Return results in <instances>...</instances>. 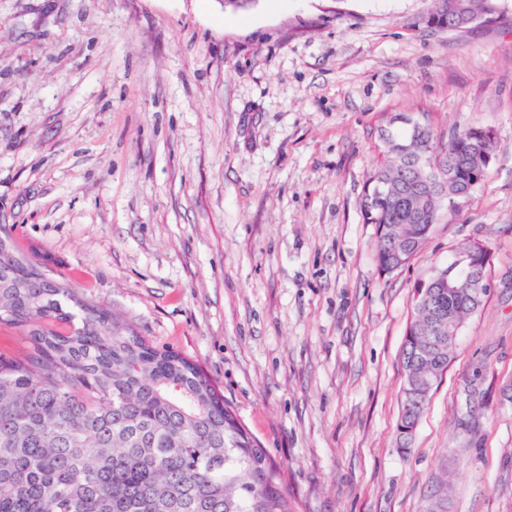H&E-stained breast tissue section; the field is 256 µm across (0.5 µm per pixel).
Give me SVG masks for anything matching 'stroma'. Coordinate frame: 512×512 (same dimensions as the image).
<instances>
[{"label":"stroma","instance_id":"obj_1","mask_svg":"<svg viewBox=\"0 0 512 512\" xmlns=\"http://www.w3.org/2000/svg\"><path fill=\"white\" fill-rule=\"evenodd\" d=\"M0 0V236L201 365L296 512H512V0ZM399 114L495 134L482 184L382 274L360 200ZM490 287L396 446L413 292ZM448 1L449 0H435L433 10L423 16L419 23L426 27L454 29L450 22L451 17L448 12ZM479 244L481 250L478 253L461 250L451 265L433 271L429 278L432 280L429 287H419L415 290L414 303L419 309L425 313L429 310L431 295L434 292L430 288H439L435 304L447 320L450 315L457 322L464 321L478 310L480 302H476L475 297L462 295L454 288H458L459 292H469L473 288H478L479 291L487 290L489 284L486 281L485 270L489 263L490 251L483 242L479 241ZM448 283L454 288H443V285L448 286Z\"/></svg>","mask_w":512,"mask_h":512}]
</instances>
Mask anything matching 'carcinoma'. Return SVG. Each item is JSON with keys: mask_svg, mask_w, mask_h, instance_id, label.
<instances>
[{"mask_svg": "<svg viewBox=\"0 0 512 512\" xmlns=\"http://www.w3.org/2000/svg\"><path fill=\"white\" fill-rule=\"evenodd\" d=\"M450 29L448 0L420 19ZM383 134L385 154L360 207L377 225L375 260L424 245L448 214L444 201L483 178L494 137L477 127L448 138L425 128L413 138L406 116ZM431 149L450 169L423 174L409 157ZM460 322L475 298L441 288L435 301ZM0 327L20 347L0 353V512H293L276 467L201 367L155 346L106 309L79 296L38 254L0 237ZM430 336L405 332L403 368L448 366L454 346L429 349ZM404 382L401 414L419 418Z\"/></svg>", "mask_w": 512, "mask_h": 512, "instance_id": "1", "label": "carcinoma"}]
</instances>
